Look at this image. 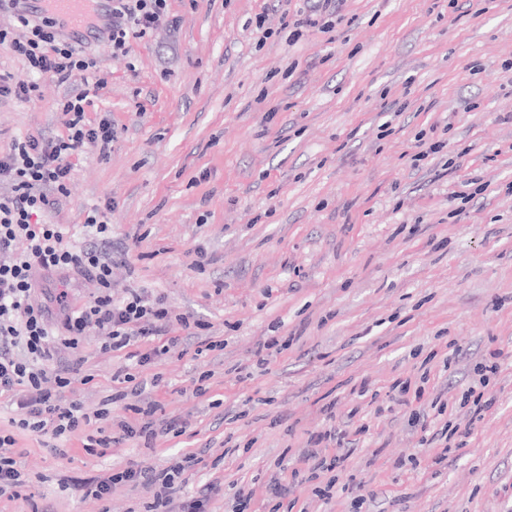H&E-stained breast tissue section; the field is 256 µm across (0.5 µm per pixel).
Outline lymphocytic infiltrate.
Segmentation results:
<instances>
[{
    "instance_id": "1",
    "label": "lymphocytic infiltrate",
    "mask_w": 512,
    "mask_h": 512,
    "mask_svg": "<svg viewBox=\"0 0 512 512\" xmlns=\"http://www.w3.org/2000/svg\"><path fill=\"white\" fill-rule=\"evenodd\" d=\"M0 12L13 19L11 27L0 28V46L27 64L23 77L0 72V99L29 101L44 78L70 89L60 107L65 135L46 140L30 134L0 149V394L15 396V427L57 439L85 432L92 420L108 416L104 409L91 415L77 402H63L61 392L71 380L50 367L58 351L77 349L91 331L100 336L103 352L127 349L165 335L172 318L162 299L150 301L135 290L123 302L113 301L111 206L87 211V238L79 244L71 242L65 225L45 222L67 190L71 157L93 149L107 156L116 138L111 119L86 118L92 94L107 80L98 74L97 57L80 42L66 41L54 17L37 16L21 0H0ZM167 21L168 0H112L103 45L113 58L128 57L132 41L151 36ZM41 270L77 272L96 292L80 309L64 307L59 322L51 323L35 297ZM182 472L179 466L129 467L83 487L102 501L115 484L149 486L153 493L144 512H171Z\"/></svg>"
}]
</instances>
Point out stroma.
I'll return each instance as SVG.
<instances>
[{
  "label": "stroma",
  "instance_id": "stroma-1",
  "mask_svg": "<svg viewBox=\"0 0 512 512\" xmlns=\"http://www.w3.org/2000/svg\"><path fill=\"white\" fill-rule=\"evenodd\" d=\"M168 0L169 22L104 59L88 117H110L107 158H73L47 216L85 240L111 202L112 297H162L177 343L128 365L95 332L64 401L108 404L128 368L159 401L154 447L14 432L31 486L0 512H141L149 489L82 497L132 464L197 463L181 500L234 512H512V0ZM66 87L0 102V147L64 135ZM440 143L414 160L416 141ZM266 364H258V355ZM499 369L472 418L480 365ZM350 452L309 481L313 433ZM299 478H292V470ZM335 478L331 501L313 493Z\"/></svg>",
  "mask_w": 512,
  "mask_h": 512
}]
</instances>
